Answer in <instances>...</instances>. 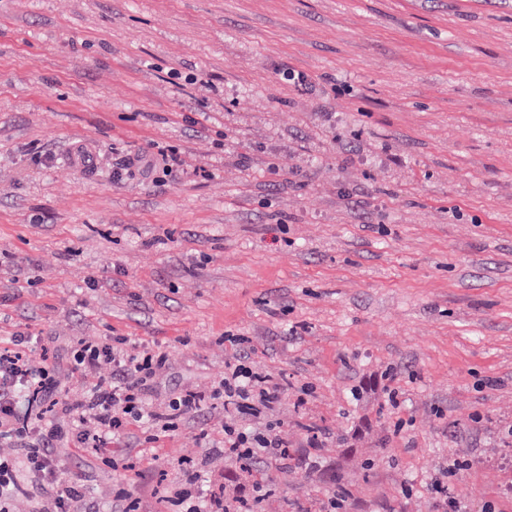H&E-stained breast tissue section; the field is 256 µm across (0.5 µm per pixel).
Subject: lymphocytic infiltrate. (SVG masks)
<instances>
[{"label":"lymphocytic infiltrate","mask_w":512,"mask_h":512,"mask_svg":"<svg viewBox=\"0 0 512 512\" xmlns=\"http://www.w3.org/2000/svg\"><path fill=\"white\" fill-rule=\"evenodd\" d=\"M24 336H13L0 347V440L13 442L28 466L38 472L51 489L44 512H79L85 492L78 479L63 477L55 450L67 443L79 448H110L130 422L146 425L148 441L172 431L178 417L208 405L224 410L257 413L271 408L280 398L282 386L271 376L246 366L244 361L226 365L223 379L209 393L183 389L157 412L150 397L151 383L166 366L164 353L153 351L127 336L113 337L108 344L79 343L72 353L76 374L112 368L111 381L90 387L82 396L62 394L55 375L44 364L27 360ZM47 402L49 414L21 413L26 400ZM217 447L225 459L247 473L244 482L214 486L203 484L201 467H180V476L168 500L176 512H253L266 496L263 479L254 475L255 463L266 470L286 471L294 465L319 471L316 452L297 454L287 440L269 431L251 434L225 427Z\"/></svg>","instance_id":"obj_1"}]
</instances>
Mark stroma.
<instances>
[{
    "label": "stroma",
    "mask_w": 512,
    "mask_h": 512,
    "mask_svg": "<svg viewBox=\"0 0 512 512\" xmlns=\"http://www.w3.org/2000/svg\"><path fill=\"white\" fill-rule=\"evenodd\" d=\"M298 72L312 82L289 81ZM211 78L205 117L185 76ZM206 176L130 167L146 140ZM63 390L82 341L131 336L165 409L241 347L282 386L257 416L202 408L111 461L58 448L88 503L137 463L235 472L201 431L319 438V475L268 474L256 512H437L428 489L512 512V0H0V337ZM396 389L388 398L387 389ZM16 460L13 512L47 484Z\"/></svg>",
    "instance_id": "1"
}]
</instances>
